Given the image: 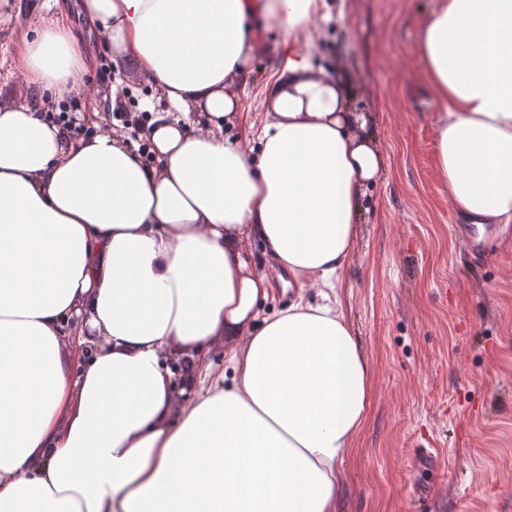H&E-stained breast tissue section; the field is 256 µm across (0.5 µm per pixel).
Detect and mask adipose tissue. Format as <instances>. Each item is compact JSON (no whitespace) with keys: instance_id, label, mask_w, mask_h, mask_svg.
Returning a JSON list of instances; mask_svg holds the SVG:
<instances>
[{"instance_id":"ef3b65f1","label":"adipose tissue","mask_w":512,"mask_h":512,"mask_svg":"<svg viewBox=\"0 0 512 512\" xmlns=\"http://www.w3.org/2000/svg\"><path fill=\"white\" fill-rule=\"evenodd\" d=\"M84 26L148 75L142 160L72 137L93 104L66 0L35 25L0 0L23 87L0 92V512H339L372 373L340 299L381 175L370 117L299 40L329 0H79ZM286 39L254 123L242 97ZM441 109L437 171L457 220L512 224V0H437L423 29ZM293 274L270 295L249 250ZM232 337L227 368L212 348ZM203 383L179 407L167 358ZM71 99L69 96H66V100ZM70 106L75 112L79 113L80 122L72 121V117L70 118L68 112H60L59 114L50 112L52 114V119L56 122L62 123L65 126H70L73 122L70 129L72 130V134L74 137H87L89 134L94 132L95 128L89 123L87 118L84 119L86 113L84 111V105H79L78 103H74L73 99L69 100ZM83 111V112H82ZM85 115V116H84ZM250 248L256 256L262 258V266H260L259 269L264 270L269 275L273 288V294L262 306L261 316H270L280 310L287 309L296 298V288H288V281H292L291 276L288 275L287 271L279 267H272L270 263L263 260L260 243L253 242Z\"/></svg>"}]
</instances>
